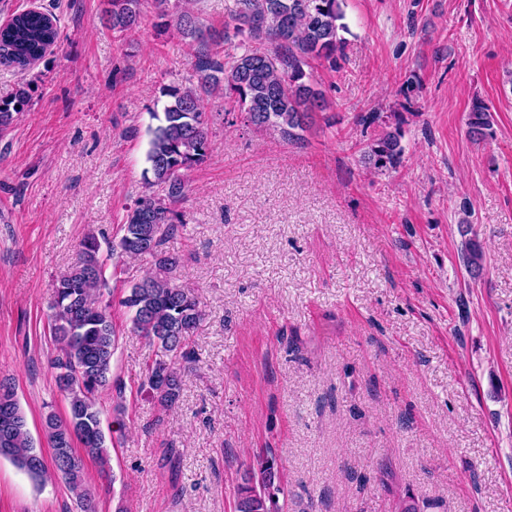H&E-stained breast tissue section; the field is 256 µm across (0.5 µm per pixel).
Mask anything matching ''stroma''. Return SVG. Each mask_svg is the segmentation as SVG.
Listing matches in <instances>:
<instances>
[{
    "label": "stroma",
    "instance_id": "1",
    "mask_svg": "<svg viewBox=\"0 0 512 512\" xmlns=\"http://www.w3.org/2000/svg\"><path fill=\"white\" fill-rule=\"evenodd\" d=\"M107 0H0V24L40 8L57 44L29 71L0 66V378L31 434L67 403L50 361L54 280L94 232L114 239L143 194L148 112L189 76L192 50L150 23L126 39ZM333 103L297 141L211 117L212 153L187 175L173 282L205 312L178 407L141 388L155 349L120 300L152 259L107 263L118 345L99 395L122 418L110 477L87 463L98 512H235L255 456L275 455L288 512H512V0H346ZM494 136L466 133L474 102ZM400 125L401 165L361 161ZM484 247L480 276L460 251ZM0 512H79L60 478L36 486L0 459ZM32 90L28 84H22L8 99L0 101V126L10 125L14 114L26 112L32 100Z\"/></svg>",
    "mask_w": 512,
    "mask_h": 512
}]
</instances>
